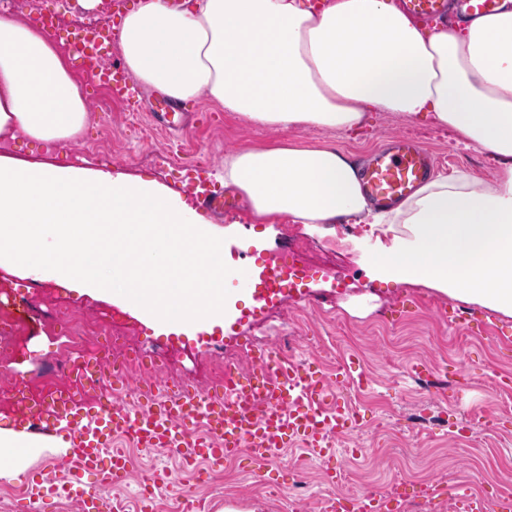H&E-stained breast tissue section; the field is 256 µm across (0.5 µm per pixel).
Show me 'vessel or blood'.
<instances>
[{
	"label": "vessel or blood",
	"instance_id": "vessel-or-blood-1",
	"mask_svg": "<svg viewBox=\"0 0 512 512\" xmlns=\"http://www.w3.org/2000/svg\"><path fill=\"white\" fill-rule=\"evenodd\" d=\"M398 5L427 25L451 18L464 23L512 10V0H398ZM109 42V36L95 33L76 37L73 46L81 67L115 99L124 101L132 90L119 62L109 54ZM439 166L438 158L419 141L397 135L364 161L362 190L373 204L390 207L409 198ZM190 187L200 208L226 207V199L209 188L202 174L191 175ZM11 421L27 431L39 424L68 428L66 480L57 483L43 475L27 481L29 501L67 496L77 500L81 512H125L121 501L102 493L103 488L123 485L130 473L125 450L114 445L116 436H126L145 450L174 449L184 466L200 461L217 472L225 458L242 448L261 466L280 459L290 446L333 459L335 438L355 428L359 418L320 371L264 351L254 355L248 374L225 369L223 383L206 394L187 381H156L142 390L137 407L125 409L100 396L88 401L83 390H62L37 406L20 403ZM458 501L463 512H512V495L492 506L462 491ZM391 502L390 495L368 492L359 498L358 512H392Z\"/></svg>",
	"mask_w": 512,
	"mask_h": 512
}]
</instances>
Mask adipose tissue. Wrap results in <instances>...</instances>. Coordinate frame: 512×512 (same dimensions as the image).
Here are the masks:
<instances>
[{
    "mask_svg": "<svg viewBox=\"0 0 512 512\" xmlns=\"http://www.w3.org/2000/svg\"><path fill=\"white\" fill-rule=\"evenodd\" d=\"M119 49L142 86L203 98L259 129L346 133L370 113L428 120L491 153L493 183L437 176L374 208L334 145L260 146L224 159V182L259 220L407 229L375 271L512 315V11L426 31L394 0H136ZM94 120L66 58L38 25L0 12V139L73 140ZM58 435L0 427V479L16 480Z\"/></svg>",
    "mask_w": 512,
    "mask_h": 512,
    "instance_id": "adipose-tissue-1",
    "label": "adipose tissue"
}]
</instances>
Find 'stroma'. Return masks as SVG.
<instances>
[{"instance_id": "stroma-1", "label": "stroma", "mask_w": 512, "mask_h": 512, "mask_svg": "<svg viewBox=\"0 0 512 512\" xmlns=\"http://www.w3.org/2000/svg\"><path fill=\"white\" fill-rule=\"evenodd\" d=\"M16 2L15 11L24 19L40 13L59 15L53 40L65 54L78 23L92 21L114 28L133 0H119L115 6L79 16L64 10V0ZM69 67L96 112L95 122L65 145L43 147L23 138L0 141V155L55 165L110 167L158 181L188 202L193 196L184 181L186 168L204 163L213 176L212 188L220 192L224 185L216 175L224 169L225 155L259 145L331 143L354 161L379 149L386 138L405 134L444 159L442 175L465 171L490 182L497 170L490 153L467 147L454 131L431 122L374 112L365 126L348 134L258 130L200 98L186 102L191 117L183 124L176 115H163L154 91L139 85L131 101L111 102L78 60H70ZM212 219L224 231L225 264L248 269L251 280L246 286L236 278L227 281L234 312L223 326L209 331L159 328L113 302L2 269L0 289L43 288L70 309L118 317L134 327L137 344L159 352L161 371L172 383L188 380L205 386L215 346L236 350L248 336L255 337L257 347L309 361L331 381L336 378V364L355 361L374 376L370 389L356 394L360 426L338 439L332 462L294 448L285 452V461L303 473L299 500L275 496V483L264 480L263 469L245 456L225 463L222 472L202 466L189 475L166 451L138 448L131 452L132 480L119 489L120 498L137 502L136 480L149 470H165L174 478L155 495L165 512H177L187 490L203 498L209 512H223L229 505L238 512H320L325 495L390 493L401 478L417 486H436L434 495H419V512H457L452 493L458 487L492 503L512 493V393L499 391L491 379L495 371L512 373V350L499 344L493 333L471 335L440 316L444 308L475 311V304L448 297L422 282L374 275L373 255L381 244L391 243L395 229L355 224L346 230L336 224L331 230L315 231L287 216L261 224L244 204L213 214ZM292 231L310 245L301 256L309 265L306 275L278 295L262 299V272L270 258L290 255ZM56 349L41 330H34L21 355L0 361V385L36 376L42 360L53 358ZM461 362L468 369L457 382L452 374ZM414 364L426 365L443 380L445 393L409 377L407 371ZM331 467L341 468L344 481L330 482L326 472Z\"/></svg>"}]
</instances>
